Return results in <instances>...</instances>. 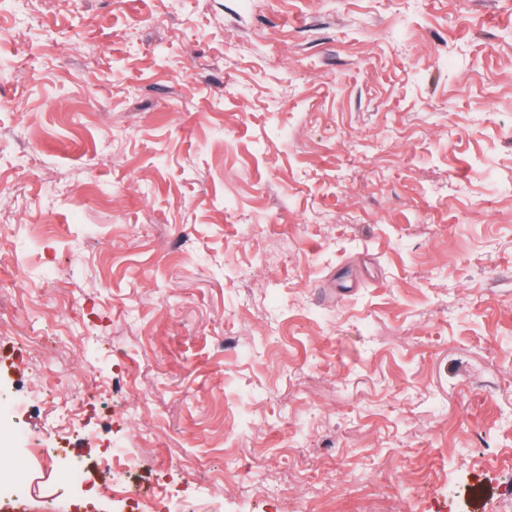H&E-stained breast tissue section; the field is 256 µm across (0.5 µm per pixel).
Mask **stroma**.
<instances>
[{"label": "stroma", "instance_id": "stroma-1", "mask_svg": "<svg viewBox=\"0 0 512 512\" xmlns=\"http://www.w3.org/2000/svg\"><path fill=\"white\" fill-rule=\"evenodd\" d=\"M0 239L14 447L85 361L170 512H512V0H0ZM71 336H30L29 343H31V351L33 353L34 360L38 362H51V358L47 356L49 352L53 350V352L64 353L69 346L72 345ZM55 343V347L53 349L48 348L47 342Z\"/></svg>", "mask_w": 512, "mask_h": 512}]
</instances>
